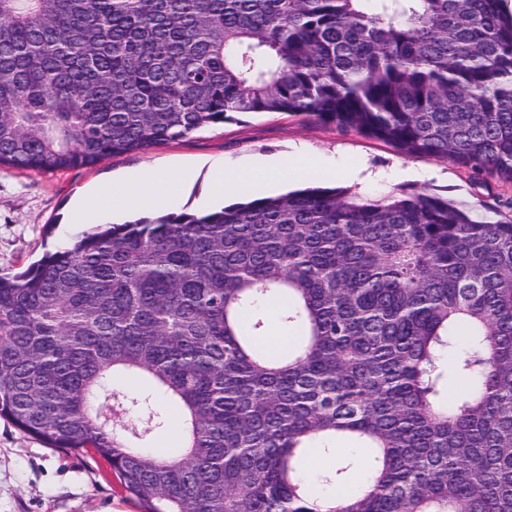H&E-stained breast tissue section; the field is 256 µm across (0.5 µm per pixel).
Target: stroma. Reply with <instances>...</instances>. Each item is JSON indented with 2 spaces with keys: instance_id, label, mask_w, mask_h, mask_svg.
Returning a JSON list of instances; mask_svg holds the SVG:
<instances>
[{
  "instance_id": "stroma-1",
  "label": "stroma",
  "mask_w": 512,
  "mask_h": 512,
  "mask_svg": "<svg viewBox=\"0 0 512 512\" xmlns=\"http://www.w3.org/2000/svg\"><path fill=\"white\" fill-rule=\"evenodd\" d=\"M298 151L315 159L362 162L383 174L382 179L359 182L340 169L329 174L330 187L379 195L408 184L448 199L491 204L512 199L510 181L475 175L449 160L407 155L353 129L284 113L238 114L182 140L87 168L46 173L0 168V274L21 271L43 252L88 232L90 225L67 223V210L81 193L104 182L146 168L191 167L196 177L173 210L200 213L209 165ZM0 512H140V505L99 456L46 447L0 419Z\"/></svg>"
}]
</instances>
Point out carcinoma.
Wrapping results in <instances>:
<instances>
[{"instance_id": "obj_1", "label": "carcinoma", "mask_w": 512, "mask_h": 512, "mask_svg": "<svg viewBox=\"0 0 512 512\" xmlns=\"http://www.w3.org/2000/svg\"><path fill=\"white\" fill-rule=\"evenodd\" d=\"M504 3L0 0V167L84 168L287 113L512 182ZM496 214L313 186L88 232L0 276V418L93 450L143 512H512ZM270 300L287 350L257 345ZM159 397L181 409L173 456L146 449ZM339 437L370 454L321 493L302 456Z\"/></svg>"}]
</instances>
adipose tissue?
<instances>
[{"instance_id": "ef3b65f1", "label": "adipose tissue", "mask_w": 512, "mask_h": 512, "mask_svg": "<svg viewBox=\"0 0 512 512\" xmlns=\"http://www.w3.org/2000/svg\"><path fill=\"white\" fill-rule=\"evenodd\" d=\"M320 163L302 159L301 155H275L257 163L240 164L231 168L214 166L211 170L208 193L210 198L220 199L236 191H257L276 185L285 177H319ZM194 172L189 168L173 171L154 169L130 174L111 186L97 189L89 201L76 202L67 221L84 224L94 204L107 205L113 213L121 214L137 208L146 214L164 211L178 197L179 190L190 182Z\"/></svg>"}]
</instances>
